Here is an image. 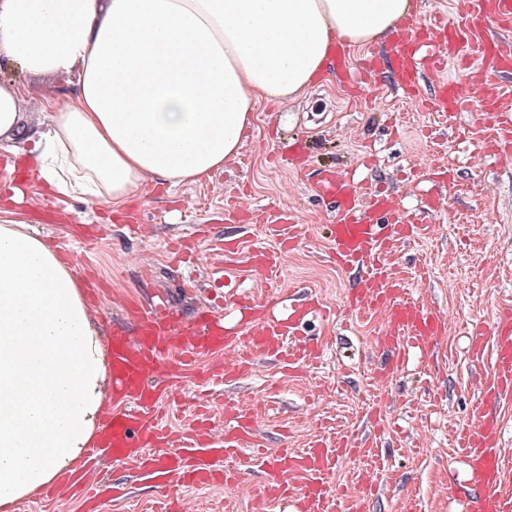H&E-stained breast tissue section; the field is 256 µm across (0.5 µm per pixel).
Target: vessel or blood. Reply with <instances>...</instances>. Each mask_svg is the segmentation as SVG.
I'll return each instance as SVG.
<instances>
[{"label":"vessel or blood","mask_w":512,"mask_h":512,"mask_svg":"<svg viewBox=\"0 0 512 512\" xmlns=\"http://www.w3.org/2000/svg\"><path fill=\"white\" fill-rule=\"evenodd\" d=\"M512 29V0H465L464 11L448 24L419 16L405 18L391 32L386 53L393 62L407 100H414L423 72H431L437 90L419 111L455 116L470 103L483 106L482 120L494 142L512 141V111L502 105L496 77L512 73V52L491 38V29ZM465 61L484 75L483 80L448 79L449 61ZM315 196L336 208L331 249L343 269L361 272L357 288L347 297L354 311L382 310L385 325L381 345L390 353L388 370H401L407 349L426 352L435 347L446 329L445 317L404 295V276L389 261L393 247L384 237L375 214L390 211L392 201L365 192L346 176L329 172L311 186ZM267 233L279 248H254L248 256L251 268L272 278L299 241V226L290 210L277 212ZM236 316L223 315L204 306L184 316L168 307L145 308L125 303L126 325L112 331L110 365L113 409L98 440L87 452V462L107 458L133 467L157 488L193 490L221 486L242 489L239 476L224 467L227 458L254 447L258 428L253 410L237 406L225 409L223 430H216L206 407L195 408L192 423L180 433L163 424L167 411L184 410L182 389L201 356L220 352L223 362L205 373L208 382L238 377L253 361L272 359L301 372L315 364L320 350L301 338L305 317L326 314L315 295L286 303L271 295L258 299L235 298ZM493 371L481 390L482 406L475 424L460 432L455 447L465 469V482L476 493V512H512V497L501 491L505 449L498 418L488 406L512 399V314L499 315L492 331ZM475 345L474 362L485 351ZM347 448L344 443H322L298 451H280L271 464V477L258 493L262 499L292 502L295 512H331V490L325 476ZM54 495L82 496L88 503L101 498L120 499L124 492L115 484L91 486L87 470L65 478Z\"/></svg>","instance_id":"1"}]
</instances>
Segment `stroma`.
Wrapping results in <instances>:
<instances>
[{"instance_id":"obj_1","label":"stroma","mask_w":512,"mask_h":512,"mask_svg":"<svg viewBox=\"0 0 512 512\" xmlns=\"http://www.w3.org/2000/svg\"><path fill=\"white\" fill-rule=\"evenodd\" d=\"M382 90L373 101L369 83ZM369 83L343 96L332 74H322L300 97L261 103L239 155L226 160L211 180L136 192L128 204L145 228L128 233L106 205L58 197L59 212L46 211L52 196L37 175H29L18 202L5 186L13 179L0 165V206L14 204L33 233L58 249L78 279L93 275L103 285L89 302L102 336L122 319V303H155L173 298L169 268L174 243L192 240L200 259L195 299L209 302L213 273L237 276L233 292L252 293L259 280L248 253L253 246L275 249L266 221L282 205L293 206L302 228L274 292L298 297L314 292L330 308L329 319L315 320L308 336L325 346L322 364L291 374L273 361L259 360L236 382L211 390L207 383H186L189 401L207 399L216 428L224 426L225 404L259 415V448L227 459L253 488L262 487L273 458L285 447L302 449L321 440L354 442L373 437L376 452L362 460L342 457L326 476L337 492V512H347L342 488L362 469L374 477L368 512H463V466L454 438L475 423L473 406L491 360L476 363L470 347L477 336H490L496 317L512 307V158L498 155L478 128L480 106L453 118L416 112L395 87L392 68L381 64ZM303 141L306 171L295 174L278 157L294 141ZM325 170H335L370 191L394 195L404 217L425 213L426 224L403 240L393 260L405 276L408 298L446 314L448 328L436 348L408 350L399 376L384 373L378 344L384 314L347 309L345 298L355 274L337 266L329 241L333 209L315 199L309 184ZM239 199L238 219L224 220V204ZM101 224L105 230L86 250L74 241L76 229ZM380 408V419L370 412ZM103 477L123 480L126 500L102 501L97 512H156L158 495L132 469L105 462ZM274 500L256 505L232 498L229 490L209 488L199 495V512H281Z\"/></svg>"}]
</instances>
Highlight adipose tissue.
<instances>
[{
	"instance_id": "adipose-tissue-1",
	"label": "adipose tissue",
	"mask_w": 512,
	"mask_h": 512,
	"mask_svg": "<svg viewBox=\"0 0 512 512\" xmlns=\"http://www.w3.org/2000/svg\"><path fill=\"white\" fill-rule=\"evenodd\" d=\"M412 0H0V139L55 194L123 208L211 179L259 100L306 92L335 42ZM66 86H59V78ZM106 347L72 267L0 207V512L72 471L100 428Z\"/></svg>"
}]
</instances>
